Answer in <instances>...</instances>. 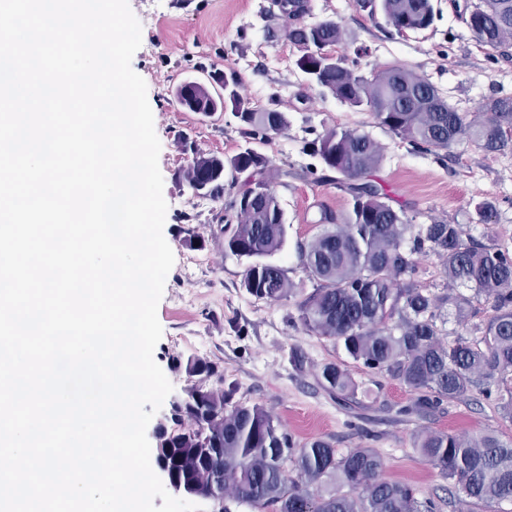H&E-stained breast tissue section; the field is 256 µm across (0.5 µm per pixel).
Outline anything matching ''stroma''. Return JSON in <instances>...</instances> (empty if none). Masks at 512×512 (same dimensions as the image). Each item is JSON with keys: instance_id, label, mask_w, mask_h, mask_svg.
Segmentation results:
<instances>
[{"instance_id": "1", "label": "stroma", "mask_w": 512, "mask_h": 512, "mask_svg": "<svg viewBox=\"0 0 512 512\" xmlns=\"http://www.w3.org/2000/svg\"><path fill=\"white\" fill-rule=\"evenodd\" d=\"M142 26V43L131 65L147 85L154 127L161 143L159 168L167 203L163 234L175 262L167 275L157 316L163 329L154 359L174 390L186 384L174 360L200 357L224 370L237 400L273 411L296 445L315 438L339 451L373 448L384 458V475L407 481L439 512H463L453 481L442 478L415 451L416 432L496 433L512 441V421L494 402L475 394L445 403L428 417L402 414L413 391L385 374L368 372L333 341L307 332L298 320L297 296L266 302L243 286L246 263L225 252L228 235L217 215L222 202L192 197L181 181L190 151L231 158L246 145L230 113L188 112L173 93L182 81L206 79L214 69L235 73L241 92L255 106L286 113L289 126L254 143L265 156L272 188L284 211L286 243L273 261L296 288L315 286L298 257L299 244L318 235L322 211L341 214L351 197L318 182L319 158L307 141L332 128L355 129L375 141L383 161L375 173L389 202L414 223L461 225L465 236L512 246V148L491 153L468 137L450 149L422 152L382 126L371 112L357 111L326 89L309 84L295 65L296 46L280 38L285 18L275 0H128ZM436 16L425 31L398 35L382 13L360 9L356 0H309L305 22L331 19L343 32L336 55L363 75L401 64L426 79L464 119L480 101L512 97V57L481 46L450 0H433ZM495 209L480 218L476 206ZM205 240L189 246V233ZM345 363L370 397L340 406L320 384L323 364Z\"/></svg>"}]
</instances>
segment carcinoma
I'll list each match as a JSON object with an SVG mask.
<instances>
[{"label":"carcinoma","instance_id":"1","mask_svg":"<svg viewBox=\"0 0 512 512\" xmlns=\"http://www.w3.org/2000/svg\"><path fill=\"white\" fill-rule=\"evenodd\" d=\"M278 6L292 19L281 34L299 49L297 68L341 102L369 108L380 124L413 146L447 150L464 135L489 151L512 142V97L485 99L467 122L433 85L402 65L368 78L356 74L344 57L331 53L342 41L338 24L301 22L309 12L305 0H280ZM359 6L380 9L397 30L422 31L434 21L432 0H363ZM466 24L482 46L508 55L512 0L468 4ZM214 76L226 87L224 102L193 86L189 110L224 109L247 140L265 141L288 128L285 113L261 111L239 94L235 74ZM307 148L320 159V179L346 191L352 208L339 216L323 212L324 230L300 248L303 268L318 282L298 305L303 328L341 344L353 361L416 392L407 414L424 416L476 391L511 420L512 250L465 239L459 224L435 221L414 228L375 183L383 155L366 134L331 129ZM227 167L244 175L243 180H224ZM182 179L204 186L211 199L224 200V223L233 225L224 248L246 261V291L267 302L293 294V283L271 261L284 247L286 227L269 185L267 159L250 149L229 160L198 154ZM253 181L262 193L246 189ZM427 253L441 260L448 283L470 284L474 294L450 288L437 296L421 287L413 255ZM482 296L492 300L493 315L474 326L472 335L444 343L437 326L442 308L452 306L461 317ZM174 366L200 384L213 377L224 382L219 367L205 359L185 364L176 359ZM320 376L336 399L357 398L359 384L344 364L327 363ZM236 393L233 385L203 391L193 408L176 414L175 428L160 437L171 472L203 498L211 496L209 483L220 472L224 495L256 512H437L433 501L418 499L413 484L383 477L384 459L376 450L341 452L320 438L298 448L266 408L238 402ZM413 447L473 505L512 501V444L495 433L422 430L413 436Z\"/></svg>","mask_w":512,"mask_h":512}]
</instances>
